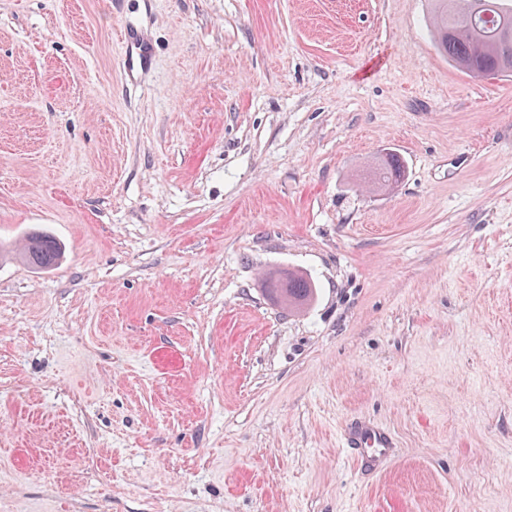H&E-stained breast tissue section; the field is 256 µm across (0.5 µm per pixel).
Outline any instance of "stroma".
Here are the masks:
<instances>
[{"label": "stroma", "instance_id": "1", "mask_svg": "<svg viewBox=\"0 0 512 512\" xmlns=\"http://www.w3.org/2000/svg\"><path fill=\"white\" fill-rule=\"evenodd\" d=\"M429 12L0 0V512H512V74ZM124 73L131 79L150 70L154 58L152 44L139 34L136 25H126L120 36ZM403 165L396 153L381 158L370 171V183L376 188H386L397 183L403 175ZM61 257L59 244L49 235L34 234L24 255L25 262L34 269L56 265ZM274 286L271 288H288V303L290 305H300L309 300L314 287L310 279L303 276L288 275V284L286 274L279 278H274ZM342 448L351 449L365 470H376L389 460L394 452L392 437L370 421L347 425L341 433Z\"/></svg>", "mask_w": 512, "mask_h": 512}]
</instances>
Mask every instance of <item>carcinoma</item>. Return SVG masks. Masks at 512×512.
Segmentation results:
<instances>
[{"instance_id": "carcinoma-1", "label": "carcinoma", "mask_w": 512, "mask_h": 512, "mask_svg": "<svg viewBox=\"0 0 512 512\" xmlns=\"http://www.w3.org/2000/svg\"><path fill=\"white\" fill-rule=\"evenodd\" d=\"M433 24L438 46L448 60L472 77L512 73V0H433ZM403 165L395 153L380 159L369 181L386 188L399 181ZM59 244L46 234H34L24 255L34 269L56 265ZM314 293L310 279L288 276V303L300 305Z\"/></svg>"}]
</instances>
